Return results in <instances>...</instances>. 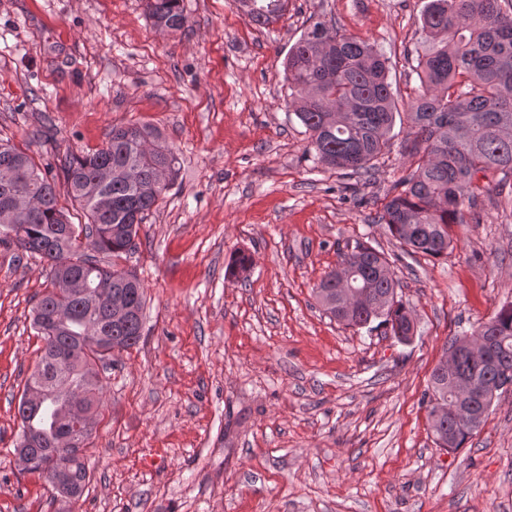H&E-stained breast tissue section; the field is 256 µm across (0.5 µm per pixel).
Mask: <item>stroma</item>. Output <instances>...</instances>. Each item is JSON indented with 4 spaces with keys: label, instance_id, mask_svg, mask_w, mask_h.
<instances>
[{
    "label": "stroma",
    "instance_id": "35a3bbf8",
    "mask_svg": "<svg viewBox=\"0 0 512 512\" xmlns=\"http://www.w3.org/2000/svg\"><path fill=\"white\" fill-rule=\"evenodd\" d=\"M428 0H289L267 27L235 0H183L176 33L143 0H0V139L58 166L148 123L181 169L119 258L146 295L143 337L97 369L102 403L76 512H512V386L463 448L437 447L424 393L452 337L512 303V204L481 196L446 256L373 223L417 165L395 127L371 179L315 165L283 61L309 16L390 60L414 101ZM363 243L393 261L411 342L331 320L313 289ZM253 256L228 280L234 251ZM48 265L0 246V512H60L19 469L31 309Z\"/></svg>",
    "mask_w": 512,
    "mask_h": 512
}]
</instances>
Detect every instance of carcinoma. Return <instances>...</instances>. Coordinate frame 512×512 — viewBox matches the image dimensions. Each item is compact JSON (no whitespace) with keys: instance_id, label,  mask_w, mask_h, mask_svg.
I'll use <instances>...</instances> for the list:
<instances>
[{"instance_id":"cac0c4a2","label":"carcinoma","mask_w":512,"mask_h":512,"mask_svg":"<svg viewBox=\"0 0 512 512\" xmlns=\"http://www.w3.org/2000/svg\"><path fill=\"white\" fill-rule=\"evenodd\" d=\"M249 21L266 26L280 19L288 0H237ZM156 30L180 31L187 24L181 0H145ZM331 30L332 44L312 38ZM428 50L418 62L420 94L402 113L388 82V60L374 47L349 37L315 16L284 62L297 96L289 102L309 135L318 164L371 176L390 147L396 124H408L413 139L406 149L419 157L414 170L399 178L374 223L387 225L408 255L448 254V226L465 223L477 199L512 183V0H429L421 17ZM72 209L85 222L73 223L59 205L55 176L9 141L0 139V214L20 190L33 207L13 216L1 244H15L48 262L51 288L33 309V327L44 342L25 386L43 387L41 403L21 396L17 414L22 432L15 451L28 455V473L53 483L48 464L58 457L67 470L54 498L76 503L90 482L82 457L91 430L75 431L77 446L60 439L73 426L74 399L92 413L102 385L97 363L112 347L136 346L142 336L144 287L129 271L102 266L98 253L114 257L135 248L140 224L158 208L179 171L178 157L150 125L112 129L92 152L67 154L59 166ZM166 172L168 186L156 181ZM252 264L244 252L231 255L225 276L240 278ZM344 276L332 271L314 289L324 312L349 327L388 329L399 342L411 340V316L398 298L385 253L358 244L341 256ZM111 282L134 311L116 317L97 295ZM452 363L430 376L427 404L438 447L461 448L485 425L499 384V369L512 370V303L482 322L462 340Z\"/></svg>"}]
</instances>
